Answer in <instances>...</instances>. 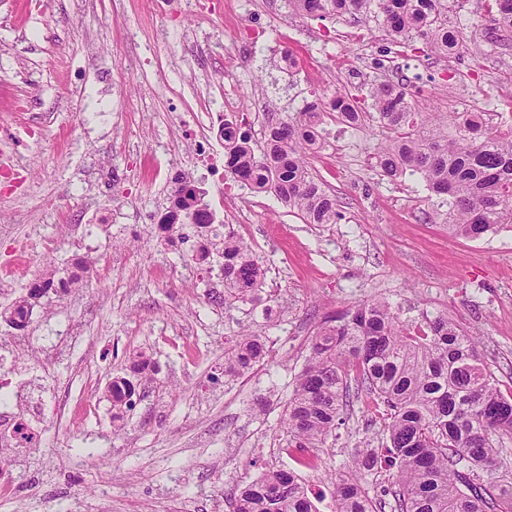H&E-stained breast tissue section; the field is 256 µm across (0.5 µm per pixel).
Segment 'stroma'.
Listing matches in <instances>:
<instances>
[{"label": "stroma", "instance_id": "1", "mask_svg": "<svg viewBox=\"0 0 512 512\" xmlns=\"http://www.w3.org/2000/svg\"><path fill=\"white\" fill-rule=\"evenodd\" d=\"M481 2L448 0L469 48L445 56L420 38L399 52L378 28L359 39L355 25L284 0H222L212 15L185 0H0V171L17 175L0 183V311L35 279L87 262L24 331L33 351L15 358L14 377L29 384L42 442L12 453L0 512H231L238 489L294 466L280 420L314 334L374 298L411 326L445 317L480 337L512 392V228L449 237L419 176L376 167L385 129L331 119L309 168L341 217L307 224L231 179L218 133L236 121L262 150L271 123L383 77L414 82L419 110L511 123L512 47L486 42ZM203 127L207 159L190 134ZM179 177L262 259L254 299L225 306L222 254L195 263L193 242L170 245L150 223ZM64 329L71 339L56 345ZM243 331L265 355L225 375ZM139 355L153 377L131 373ZM118 375L137 399L116 434L107 387ZM381 445L380 412L362 401L319 453L336 478Z\"/></svg>", "mask_w": 512, "mask_h": 512}]
</instances>
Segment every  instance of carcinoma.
<instances>
[{
	"label": "carcinoma",
	"mask_w": 512,
	"mask_h": 512,
	"mask_svg": "<svg viewBox=\"0 0 512 512\" xmlns=\"http://www.w3.org/2000/svg\"><path fill=\"white\" fill-rule=\"evenodd\" d=\"M312 18L349 17L366 32L383 29L400 49L419 36L444 55L466 49L462 31L448 26V0H286ZM485 39L493 47L512 37V0H483ZM408 82L387 80L369 91L367 112L346 93L315 102L269 130L255 155L247 135L224 122L226 167L258 193H274L307 224H334L336 198L308 168V155L324 145L323 118L356 126L368 118L388 129L377 147V166L392 180L419 175L440 207H448V235L477 239L512 224V126L491 124L486 113L417 112ZM174 204L205 237H223L224 304L245 301L263 288L265 269L235 233L214 232L199 208V192L183 182ZM48 279L32 283L8 309L7 321L27 326L31 300L49 294ZM263 345L246 336L224 357L235 375L262 357ZM112 380L113 422L122 420L124 390ZM366 396L385 408L379 448H365L356 472L333 483V512H381L359 475L396 473L392 512H512V484L499 480V444L512 437V394L504 395L468 333L446 319L417 329L399 321L389 302L374 299L320 328L288 399L283 447L295 462L325 445L340 414ZM232 512H320L295 472L269 470L234 495Z\"/></svg>",
	"instance_id": "cac0c4a2"
}]
</instances>
